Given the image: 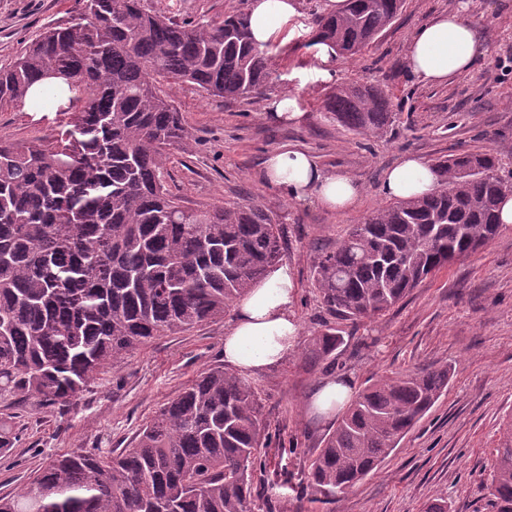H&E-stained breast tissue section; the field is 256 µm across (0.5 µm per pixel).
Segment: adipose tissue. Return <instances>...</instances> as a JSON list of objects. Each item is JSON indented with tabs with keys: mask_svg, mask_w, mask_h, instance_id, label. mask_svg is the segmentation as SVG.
Wrapping results in <instances>:
<instances>
[{
	"mask_svg": "<svg viewBox=\"0 0 512 512\" xmlns=\"http://www.w3.org/2000/svg\"><path fill=\"white\" fill-rule=\"evenodd\" d=\"M295 13L294 0H250L251 33L258 47L277 39ZM479 52L472 23L461 13H442L416 31L408 65L418 81L436 85L469 70ZM265 177L283 196L296 201L312 197L331 211L351 209L360 194L351 177L324 172L310 154L296 149L271 151ZM438 186L432 166L408 155L385 172L381 191L397 200H409L434 192ZM295 295L296 278L288 263L269 267L265 277L236 305L234 321L224 335L228 367L258 374L294 351L300 335L292 312Z\"/></svg>",
	"mask_w": 512,
	"mask_h": 512,
	"instance_id": "obj_1",
	"label": "adipose tissue"
}]
</instances>
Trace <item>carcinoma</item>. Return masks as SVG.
<instances>
[{
    "label": "carcinoma",
    "instance_id": "carcinoma-1",
    "mask_svg": "<svg viewBox=\"0 0 512 512\" xmlns=\"http://www.w3.org/2000/svg\"><path fill=\"white\" fill-rule=\"evenodd\" d=\"M403 7L346 0L315 17L313 43L351 59ZM271 74L245 12L178 23L144 0H84L82 21L47 29L0 69V109L41 81L75 108L53 142H0V448L15 441L5 411L16 401L69 404L152 340L224 318L282 260L280 225L265 208L188 207L165 178L191 133L162 85L237 100L262 94ZM323 110L356 135L382 134L395 116L372 85L334 87ZM433 166L438 190L373 211L314 261L335 319L384 314L498 235L512 180L496 157L477 151ZM342 343L327 325L306 358H334ZM450 373L418 367L364 387L304 469L305 499L336 512L448 390ZM268 447L257 386L215 366L163 403L132 447L56 455L0 496V512H254L253 475ZM486 490L491 512H512V421Z\"/></svg>",
    "mask_w": 512,
    "mask_h": 512
}]
</instances>
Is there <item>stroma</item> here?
<instances>
[{"label":"stroma","mask_w":512,"mask_h":512,"mask_svg":"<svg viewBox=\"0 0 512 512\" xmlns=\"http://www.w3.org/2000/svg\"><path fill=\"white\" fill-rule=\"evenodd\" d=\"M249 0H161L177 21L217 18L246 10ZM285 38L268 47L273 74L257 98L220 101L187 86L167 92L182 112L193 140L174 151L167 186L186 205L253 202L267 209L286 240L283 260L297 281L292 312L301 335L281 363L254 375L263 414L278 449L280 467L298 473L319 448L333 421L311 407L321 383L349 377L360 390L381 376L450 363L447 392L418 422L379 471L358 484L336 512H418L433 497L450 512H482L491 459L503 421L512 415V225L471 257L424 281L389 312L351 326L335 366L309 363L304 348L332 317L312 280L317 255L335 248L350 225L387 205L384 172L410 154L435 162L489 149L503 175L512 174V0H405L395 23L356 60L337 59L333 80L323 79L313 19L325 0H297ZM463 11L484 48L471 69L448 82L426 85L407 65L413 33L442 11ZM83 0H0V67L9 66L46 27L78 22ZM368 83L386 89L396 121L380 137L345 131L323 113L332 85ZM286 94L299 116L288 123L266 118L269 101ZM56 100L42 112L0 110V141L57 139ZM308 150L329 171H343L361 186L347 212L315 199L293 201L263 179L268 153L281 147ZM224 318L187 333L153 340L108 368L93 390L69 405L37 399L11 410L18 436L0 448V495L26 484L54 455L77 448L120 450L155 411L199 373L223 364Z\"/></svg>","instance_id":"stroma-1"}]
</instances>
